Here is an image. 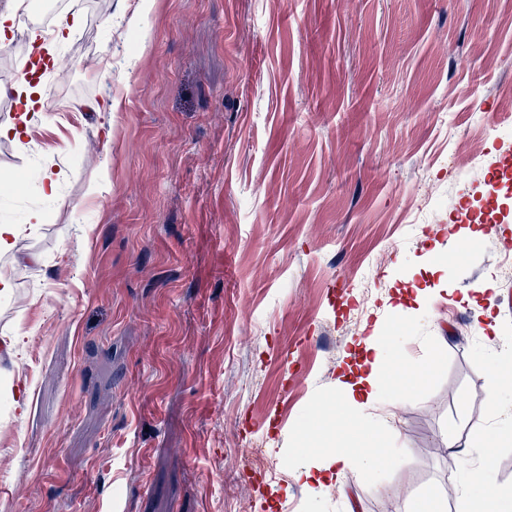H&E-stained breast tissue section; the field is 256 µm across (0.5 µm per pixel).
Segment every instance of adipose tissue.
I'll list each match as a JSON object with an SVG mask.
<instances>
[{
	"instance_id": "ef3b65f1",
	"label": "adipose tissue",
	"mask_w": 512,
	"mask_h": 512,
	"mask_svg": "<svg viewBox=\"0 0 512 512\" xmlns=\"http://www.w3.org/2000/svg\"><path fill=\"white\" fill-rule=\"evenodd\" d=\"M362 343L369 355L364 371L359 373L356 380L340 379L336 382V411L340 414L347 411L352 413L351 427L361 435L362 440L354 446L339 448L334 460L342 469L356 463L360 464L363 473L371 476L375 474L385 451L376 445L375 427L370 422L357 417V410L363 408L370 401L374 391L385 384L391 385L396 404H403L406 394L423 382L430 371L419 367H407L398 372L394 371L387 356L389 337L370 335L363 338ZM504 385L505 382L499 375H492L488 403L489 411L497 418L498 425L480 434L476 445L477 452L487 454L495 451L500 446L503 432L512 429V409L503 406L499 399Z\"/></svg>"
}]
</instances>
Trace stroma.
I'll return each mask as SVG.
<instances>
[{"mask_svg":"<svg viewBox=\"0 0 512 512\" xmlns=\"http://www.w3.org/2000/svg\"><path fill=\"white\" fill-rule=\"evenodd\" d=\"M80 23L30 131L0 138V512H494L512 434L479 466L492 369L512 379V172L502 163L512 0H67ZM0 49L17 104L30 28ZM111 99L108 112L93 103ZM109 174L104 194L88 183ZM54 173L59 196L42 191ZM493 282V294L482 287ZM390 330L394 366L435 362L369 419L389 459L322 491L305 453L346 446L320 413L347 352ZM27 396L18 413L15 396ZM26 227L23 224H0V255H13L18 241L24 238Z\"/></svg>","mask_w":512,"mask_h":512,"instance_id":"stroma-1","label":"stroma"}]
</instances>
